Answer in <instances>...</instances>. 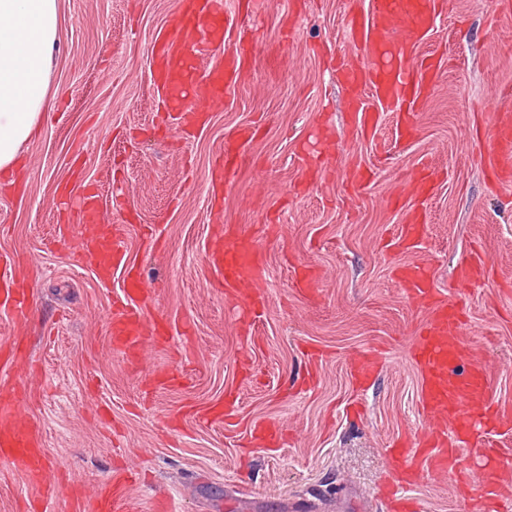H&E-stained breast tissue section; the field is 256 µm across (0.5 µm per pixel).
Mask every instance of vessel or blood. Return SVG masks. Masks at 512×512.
I'll use <instances>...</instances> for the list:
<instances>
[{
	"instance_id": "obj_1",
	"label": "vessel or blood",
	"mask_w": 512,
	"mask_h": 512,
	"mask_svg": "<svg viewBox=\"0 0 512 512\" xmlns=\"http://www.w3.org/2000/svg\"><path fill=\"white\" fill-rule=\"evenodd\" d=\"M441 13L440 0H407L397 8L395 0H368L366 13L349 12L344 19L347 37L359 55H341L337 72L349 93L350 118L358 134L372 131L379 106L401 107L404 132L414 133L423 102V88L433 77L432 68L409 66L408 61L422 36L433 30ZM228 21L224 0H184L176 29H162L151 48L155 84L162 104L169 113L183 111L188 97L214 101L222 99L228 87L247 72L250 47L240 44L225 53L219 64L201 69L204 47L213 45ZM477 132L490 136L482 156L490 188L512 179V108L489 104L481 114ZM249 141L247 134L226 140L224 151L212 169L225 191H232L231 172L237 157ZM425 232L423 220L408 218L398 225L387 242L396 251L409 247ZM207 263L218 277L228 299L248 304L251 311L263 309L259 285L265 272L264 252L255 239L232 229L212 237L206 247ZM78 263L91 265L98 278L111 280L122 271L127 283L120 299L114 300L108 322L111 341L126 353L140 352L152 329L146 312L152 296L140 277L137 260L111 231L86 228L77 246ZM491 265L480 250H472L457 269V280L467 286L488 279ZM34 270L22 257L0 255V318L10 319L14 329L0 344V366L7 375L0 377V464L24 476L36 494L25 503L27 512H43V506L56 497L59 482L45 464L43 436L37 426L20 412L21 384L10 369L17 358L27 356L19 329L31 313L30 286ZM399 275L410 298L424 307L425 317L410 349V359L420 378L418 408L422 425L412 434L393 440L387 450L389 460L410 458L408 472L398 474L397 492L401 512H423L412 489L424 474H447L461 497L471 502L473 512H501L512 499V458L495 448L493 437L512 428V410L495 401L491 389V367L482 353L461 338L466 317L464 299L441 297L434 285V273L426 263L400 267ZM356 386H363L378 372L380 357L372 351L358 352L348 361ZM204 423H228L234 417L231 405L219 402L191 410ZM266 421H253L244 437V447H265L283 442ZM477 455L482 462L483 479L478 491H471L461 468L464 455ZM137 474L117 467L99 487L94 501H87L79 489H71L70 512H134L130 493Z\"/></svg>"
}]
</instances>
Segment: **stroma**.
I'll return each instance as SVG.
<instances>
[{
  "instance_id": "1",
  "label": "stroma",
  "mask_w": 512,
  "mask_h": 512,
  "mask_svg": "<svg viewBox=\"0 0 512 512\" xmlns=\"http://www.w3.org/2000/svg\"><path fill=\"white\" fill-rule=\"evenodd\" d=\"M181 0H58V40L47 81L55 97L36 136L22 144V167L0 171V253L32 259L34 313L26 331L39 370L27 411L40 426L51 475L64 486L50 512H66L67 488L93 490L121 464L141 475L140 512H330L346 483L377 495L393 473L385 450L420 428L419 377L409 351L425 313L396 276L425 261L441 296H465L466 343L493 368L492 393L512 407V182L489 191L476 160L485 138L472 131L488 97L512 87V9L501 0H445L414 57L436 66L417 132L397 135V113L382 110L373 132H352L334 64L349 45L343 21L365 0H248L251 70L228 89L199 129L164 112L154 85L151 44ZM258 130L232 178L233 195L211 202L210 174L224 139ZM322 149L326 179L303 178L297 150ZM372 170L358 196L349 165ZM438 182L423 208L428 230L413 248L386 251L408 217L392 204L420 169ZM80 180L141 260L154 302L148 316L172 326L166 344L146 346L139 370L110 344L106 322L124 286L121 272L100 282L72 253L79 223L59 205L60 185ZM279 226L262 239L266 307L255 345L239 335L235 311L213 283L205 247L217 225ZM481 247L490 280L457 284L458 264ZM321 273L318 291L293 286L294 266ZM324 351L314 384H303L301 344ZM382 352L381 372L361 395V419L345 414L355 396L347 371L357 351ZM177 368L180 385L150 388L153 373ZM239 395L241 421L276 422L278 449L237 447L219 424L184 417L188 404ZM414 493L424 512H468L451 477L422 476Z\"/></svg>"
}]
</instances>
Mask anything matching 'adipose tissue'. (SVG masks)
Segmentation results:
<instances>
[{
    "instance_id": "obj_1",
    "label": "adipose tissue",
    "mask_w": 512,
    "mask_h": 512,
    "mask_svg": "<svg viewBox=\"0 0 512 512\" xmlns=\"http://www.w3.org/2000/svg\"><path fill=\"white\" fill-rule=\"evenodd\" d=\"M56 37V0H0V168L16 164L48 107Z\"/></svg>"
}]
</instances>
